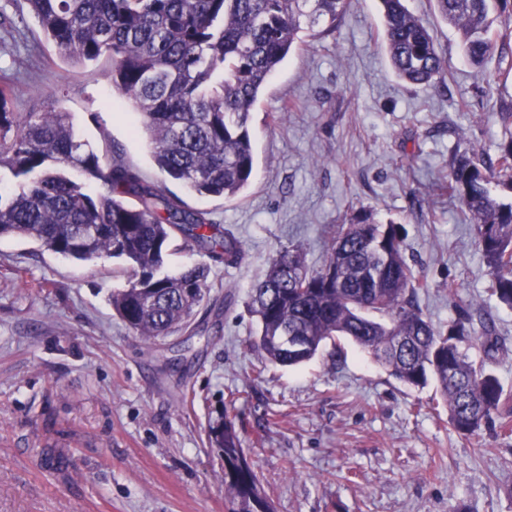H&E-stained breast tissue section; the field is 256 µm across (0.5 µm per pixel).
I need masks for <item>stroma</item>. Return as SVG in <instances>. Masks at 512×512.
<instances>
[{
    "label": "stroma",
    "instance_id": "stroma-1",
    "mask_svg": "<svg viewBox=\"0 0 512 512\" xmlns=\"http://www.w3.org/2000/svg\"><path fill=\"white\" fill-rule=\"evenodd\" d=\"M405 5L448 60L446 81L398 79L378 0H350L335 32L305 37L262 91L249 119L255 177L231 200L158 169L146 134L110 106V62L64 59L32 17L18 47L0 23L11 110L70 112L81 140L208 211L244 251L228 267L174 239L166 271L207 265L206 296L188 327L145 341L112 308L129 280L122 261L0 238V512H230L210 443L228 420L274 512H512V432L459 435L435 385L404 386L347 341L295 367L251 346L248 295L269 257L298 244L319 267L332 230L365 209L405 226L436 327L455 317L449 285L491 308L500 349L485 365L512 397V309L489 297L473 228L438 190L456 148L492 156L512 138L499 111L512 76L493 57L465 63L431 0Z\"/></svg>",
    "mask_w": 512,
    "mask_h": 512
}]
</instances>
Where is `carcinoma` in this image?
I'll use <instances>...</instances> for the list:
<instances>
[{
  "mask_svg": "<svg viewBox=\"0 0 512 512\" xmlns=\"http://www.w3.org/2000/svg\"><path fill=\"white\" fill-rule=\"evenodd\" d=\"M31 13L46 38L66 59L112 63V101L131 103L134 130L145 132L152 157L167 178L200 196L236 198L254 174L248 121L260 92L301 33L326 23L336 29L348 0H11ZM455 28L459 48L482 66L496 46L512 48V25L491 36L492 14L512 16V0H433ZM383 38L397 76L412 84L445 80L448 62L428 27L404 0H380ZM104 187L101 193L73 180L68 170ZM21 180L0 194V237L32 239L64 257L92 261L103 255L124 260L129 286L112 293V307L144 339L165 336L189 324L206 295L208 268L193 265L177 275L161 272L170 241L184 243L233 266L242 248L206 211L145 180L117 152L101 155L80 140L71 114L11 112L0 90V172ZM448 195L473 224L490 270L489 296L512 309V138L495 156L455 160ZM137 198L128 205L124 197ZM404 229L365 214L332 233L318 269L298 246L276 251L263 280L250 291L259 319L255 348L265 360L298 365L323 343L348 340L371 354L402 383L433 382L448 406L449 423L463 435L500 422L504 389L484 362L471 359L476 346L486 358L499 350L491 312L479 315L448 289L457 317L439 330L423 314L419 293L428 282L407 262ZM302 348L288 349L285 336ZM224 458V493L232 512H271L267 495L246 459L233 422L212 430Z\"/></svg>",
  "mask_w": 512,
  "mask_h": 512,
  "instance_id": "1",
  "label": "carcinoma"
}]
</instances>
